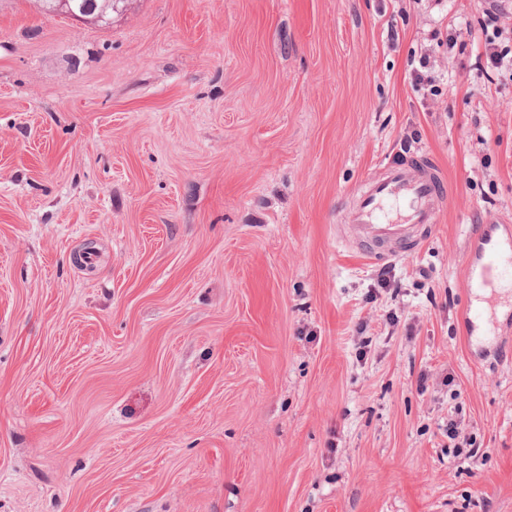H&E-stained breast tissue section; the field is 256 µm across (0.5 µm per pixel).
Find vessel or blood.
<instances>
[{
  "label": "vessel or blood",
  "instance_id": "obj_1",
  "mask_svg": "<svg viewBox=\"0 0 512 512\" xmlns=\"http://www.w3.org/2000/svg\"><path fill=\"white\" fill-rule=\"evenodd\" d=\"M446 197L439 167L423 158L386 164L371 177L350 212L355 241L398 257L404 246L437 223ZM472 292L512 288V228L485 225L466 254Z\"/></svg>",
  "mask_w": 512,
  "mask_h": 512
}]
</instances>
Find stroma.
<instances>
[{"label": "stroma", "mask_w": 512, "mask_h": 512, "mask_svg": "<svg viewBox=\"0 0 512 512\" xmlns=\"http://www.w3.org/2000/svg\"><path fill=\"white\" fill-rule=\"evenodd\" d=\"M483 8L0 0V512H512V299L466 321L469 241L512 225ZM419 155L446 205L379 261L348 213ZM93 1V2H91ZM97 1L98 4L96 5ZM106 0H70V5L75 11H78L83 5H85L87 2H91L92 6L88 8L87 11H85L83 14H77L75 13L70 7H69V1L68 0H61L60 1V8L58 10V13L67 15L75 20L79 21H103L105 20V12L102 10L99 11L100 7L103 6V2ZM95 3V7H94ZM96 6H98L97 12H96ZM94 7V8H93ZM88 16H92L91 18Z\"/></svg>", "instance_id": "obj_1"}]
</instances>
